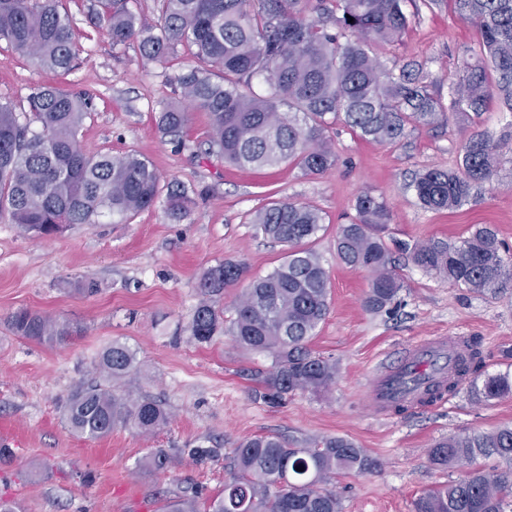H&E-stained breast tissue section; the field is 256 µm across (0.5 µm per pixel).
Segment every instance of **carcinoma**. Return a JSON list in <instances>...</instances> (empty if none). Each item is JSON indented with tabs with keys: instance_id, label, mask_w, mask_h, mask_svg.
I'll use <instances>...</instances> for the list:
<instances>
[{
	"instance_id": "obj_1",
	"label": "carcinoma",
	"mask_w": 512,
	"mask_h": 512,
	"mask_svg": "<svg viewBox=\"0 0 512 512\" xmlns=\"http://www.w3.org/2000/svg\"><path fill=\"white\" fill-rule=\"evenodd\" d=\"M154 24L134 12L131 0H97L94 17L117 48L137 44L141 56L165 63L178 47L195 62L175 81L179 99L157 117L162 134L181 140L196 109L209 116L208 150L242 169L291 164L302 175H319L336 164L330 130L341 120L364 139L392 144L407 129L431 128L446 110L484 111L491 91L512 112V0H448L453 12L480 35L479 51L450 87L448 104L433 90L422 65L386 69L372 55L376 45L397 41L408 25L407 0H159ZM317 17H311V14ZM40 69L69 72L78 54L72 18L59 0H0V40ZM266 93L253 90V80ZM39 130L19 122L0 102V210L43 236L66 224H96L112 216L124 221L155 206L166 194L167 215L180 220L190 202L185 187L161 185L157 171L137 154L81 149L78 133L90 102L84 95L41 86L30 97ZM286 106L288 111L280 108ZM503 145L487 131L472 133L456 171L430 168L413 188L424 208L453 210L490 181ZM390 222L386 200L364 192L356 218L342 226L336 251L343 263L369 274L366 307L391 305L401 284L394 252L381 236ZM256 234L288 247L284 261L252 280L236 305L229 328L235 343L266 352L272 370L263 378L264 397L296 391L325 392L336 380V363L308 346L330 307V281L307 244L322 229L319 212L278 201L257 210ZM417 267L457 288L496 295L512 287V254L487 224L457 243L428 239L398 245ZM245 266L224 261L199 282L202 298L190 323L191 339L208 343L224 329V313L212 297L245 277ZM24 339L61 345L80 329L39 312L19 309L9 318ZM137 353L113 341L95 359V377L75 387L63 406L68 431L103 438L116 427L153 434L169 423L162 404L146 395L122 393L115 384L134 369ZM484 364L473 339L458 356L448 392ZM476 393L486 400L512 395V375L485 380ZM431 464L459 468L463 475L422 492L414 512H507L512 510V426L472 431L439 440L428 450ZM378 461L353 441L327 437L313 448H290L273 435H256L234 450L233 472L223 493L198 508L201 492L169 512H342V499L327 485L346 474L374 471Z\"/></svg>"
}]
</instances>
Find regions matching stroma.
Wrapping results in <instances>:
<instances>
[{"label": "stroma", "instance_id": "35a3bbf8", "mask_svg": "<svg viewBox=\"0 0 512 512\" xmlns=\"http://www.w3.org/2000/svg\"><path fill=\"white\" fill-rule=\"evenodd\" d=\"M93 4L63 0L80 46L70 72L38 70L0 40V101L12 102L20 122L30 124L36 88L52 84L89 93L92 108L78 134L82 150L136 153L164 181L184 185L192 204L179 221L169 219L160 202L122 224L105 218L47 238L23 231L8 211L0 212V441L16 453L12 465L0 469V498L14 502L17 512H162L193 490L219 493L230 476L233 448L252 436L274 434L293 448L342 436L380 463L372 473L340 478L343 512H414L422 491L460 476L430 464L429 448L450 435L512 425V396L476 399L473 382L465 380L442 406L385 418L366 398L371 373L380 361L395 362L420 337L447 334L481 338L483 376L512 374V359L501 356L512 349V287L495 296L473 293L400 254L396 302L374 314L364 305L369 276L337 258L336 235L355 217L358 195L369 190L390 206L387 241L454 242L476 225L491 224L512 246V152L504 154L481 195L456 210L424 209L411 187L423 170L456 167L472 131L486 130L512 144V113L493 96L485 112L408 131L393 145L362 139L339 122L331 132L337 162L323 174L304 177L288 165L242 170L208 154L206 113L191 112L179 144L157 129L163 103L177 94V73L192 62L189 50L179 48L162 65L145 62L136 45L113 47L90 23ZM406 11L400 40L375 53L392 70L409 61L422 64L437 81L436 93L447 97L479 35L448 0L410 2ZM273 199L312 206L323 217L311 247L329 274L331 305L309 346L337 367L329 391H296L276 403L263 397L270 355L238 347L225 332L200 344L189 331L205 270L233 259L255 278L282 262L283 247L257 236L250 222L252 212ZM88 280L97 283V294H81ZM23 308L82 333L56 347L18 337L8 319ZM115 340L137 353L122 389L160 400L170 421L149 436L129 427L97 440L74 436L63 419L64 402ZM198 445L221 455L194 464L187 451ZM157 450L172 458L167 471L143 464Z\"/></svg>", "mask_w": 512, "mask_h": 512}]
</instances>
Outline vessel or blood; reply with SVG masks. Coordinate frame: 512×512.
Listing matches in <instances>:
<instances>
[{"label": "vessel or blood", "mask_w": 512, "mask_h": 512, "mask_svg": "<svg viewBox=\"0 0 512 512\" xmlns=\"http://www.w3.org/2000/svg\"><path fill=\"white\" fill-rule=\"evenodd\" d=\"M463 345L460 336H429L409 346L399 364L378 367L368 385L373 408L387 415L395 404L420 406L422 387L415 381V374H447Z\"/></svg>", "instance_id": "b4317fda"}]
</instances>
